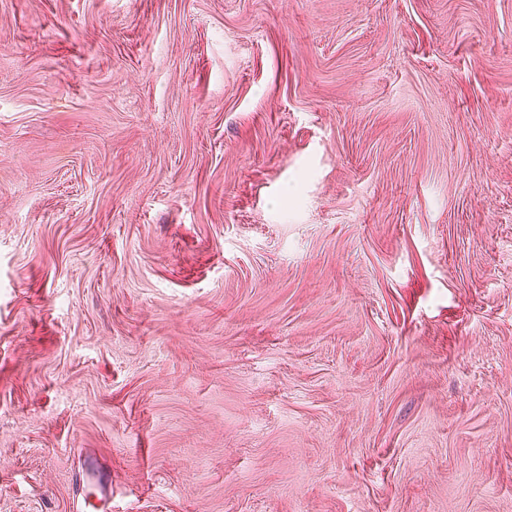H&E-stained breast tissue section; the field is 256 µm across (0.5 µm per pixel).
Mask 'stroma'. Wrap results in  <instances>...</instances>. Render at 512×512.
Instances as JSON below:
<instances>
[{
    "instance_id": "stroma-1",
    "label": "stroma",
    "mask_w": 512,
    "mask_h": 512,
    "mask_svg": "<svg viewBox=\"0 0 512 512\" xmlns=\"http://www.w3.org/2000/svg\"><path fill=\"white\" fill-rule=\"evenodd\" d=\"M512 512V0H0V512ZM94 499H91V496ZM86 508H92L99 512H112V480L107 489H103L97 482H89L85 479L82 502L76 505L77 512H85Z\"/></svg>"
}]
</instances>
